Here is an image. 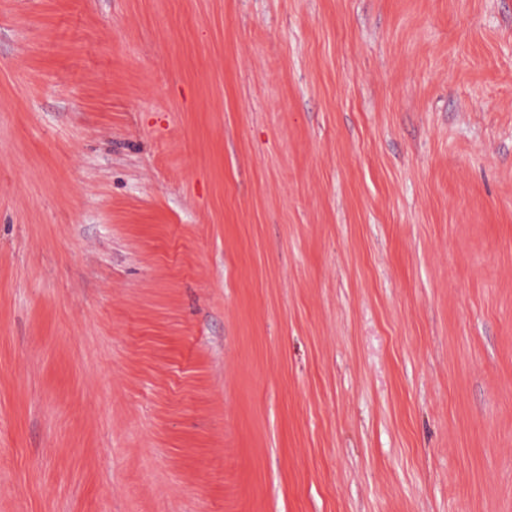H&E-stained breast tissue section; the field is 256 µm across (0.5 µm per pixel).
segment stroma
<instances>
[{"label": "stroma", "instance_id": "stroma-1", "mask_svg": "<svg viewBox=\"0 0 512 512\" xmlns=\"http://www.w3.org/2000/svg\"><path fill=\"white\" fill-rule=\"evenodd\" d=\"M0 512H512V0H0Z\"/></svg>", "mask_w": 512, "mask_h": 512}]
</instances>
